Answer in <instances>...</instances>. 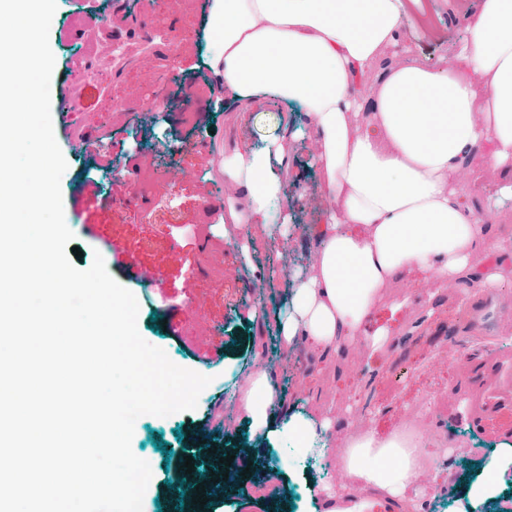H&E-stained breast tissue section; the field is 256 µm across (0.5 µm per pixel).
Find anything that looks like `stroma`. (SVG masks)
I'll list each match as a JSON object with an SVG mask.
<instances>
[{
	"instance_id": "obj_1",
	"label": "stroma",
	"mask_w": 512,
	"mask_h": 512,
	"mask_svg": "<svg viewBox=\"0 0 512 512\" xmlns=\"http://www.w3.org/2000/svg\"><path fill=\"white\" fill-rule=\"evenodd\" d=\"M132 2L141 27L158 21L178 38L128 42L122 70L112 75L111 93L98 108L103 126L128 140L142 164L158 168L151 192L131 193L124 202H114L120 185L117 174L124 171V164L112 172L100 168L99 155L107 150L103 144L94 153L69 146L61 92L67 82L83 78L84 36L50 43L55 56L51 114L68 163L61 179L65 219L81 250L73 265L88 268L94 253H101L110 274L138 301L141 336L164 349L175 364L212 379L196 409L165 418L144 415L136 421L132 450L152 469L143 512H172L182 456H192L197 469L208 468L209 456L202 449L174 444L177 431L205 420L216 445L253 449L264 462L263 471H247V478H236L227 486L215 484L211 512H267L273 502L284 512H312L310 490L316 486L368 497V490L352 486L343 468L334 464V456L357 431L370 429L384 436L412 420L420 422L427 439L450 434L456 441L455 452L434 447L423 459V512H460L466 505L462 485L488 462L492 442L512 433V404L497 407L489 427H477L472 419L480 385L488 382L498 389L512 381V292L464 295L455 285L393 280L382 306L366 322L370 330L391 324L393 334L384 349L370 353L359 336L317 365L302 347L283 349L274 326L238 321L233 306L243 301L272 316L283 314L291 279L284 258L314 257L312 226L319 223L326 206L312 165L316 144L311 136H294L303 123L298 112L265 104L244 121L216 100L201 64L208 41L206 0H180L178 14L164 18L159 15V0ZM478 2L411 0L401 38L413 46L420 61L445 64L462 40L468 8ZM87 3L102 31L100 46L108 48L111 32L121 28L110 20L112 0H62L51 26L70 24L72 14ZM157 87L169 95L162 112L148 108L149 94ZM233 135L256 147L275 136H290L288 198L298 223L305 226L304 231L267 239L246 260L224 239L228 183L221 161ZM90 180L99 186L94 238L84 232L81 219L83 190ZM115 243L123 247L125 259H114ZM130 256L163 272L159 291L132 277L126 262ZM199 298L205 302L200 317L186 320L178 330L166 326L169 314ZM395 301L404 307L393 314L388 305ZM473 320L481 335L493 337L494 343L478 352L460 351L455 341L468 335ZM263 369L277 384L279 398L272 410L276 426H284L294 412L332 408V439L326 453L300 457L287 439L268 442L251 435L238 399Z\"/></svg>"
}]
</instances>
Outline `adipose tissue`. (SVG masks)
<instances>
[{
    "instance_id": "ef3b65f1",
    "label": "adipose tissue",
    "mask_w": 512,
    "mask_h": 512,
    "mask_svg": "<svg viewBox=\"0 0 512 512\" xmlns=\"http://www.w3.org/2000/svg\"><path fill=\"white\" fill-rule=\"evenodd\" d=\"M406 0H210L206 24L216 39L205 66L225 103L249 112L273 98L304 112L315 135L320 191L328 203L307 274L291 282L290 308L277 319L284 346L323 355L360 334L396 277L495 285L512 278V242L490 238L466 198L461 160L481 152L512 169V0H481L449 64L417 62L400 44ZM401 63L365 79L389 49ZM289 159L281 139L234 144L224 177L239 190L229 202V242L270 233L286 194ZM484 254L491 272L475 268ZM277 398L259 371L240 398L254 434L272 437ZM329 417L292 414L288 437L299 453L326 449ZM423 442L399 430L350 436L339 457L351 482L386 507L417 496Z\"/></svg>"
}]
</instances>
